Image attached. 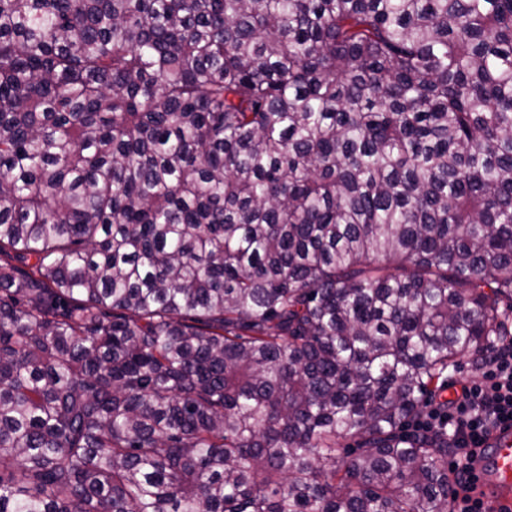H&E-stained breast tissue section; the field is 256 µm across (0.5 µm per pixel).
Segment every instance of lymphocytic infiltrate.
Masks as SVG:
<instances>
[{
    "mask_svg": "<svg viewBox=\"0 0 512 512\" xmlns=\"http://www.w3.org/2000/svg\"><path fill=\"white\" fill-rule=\"evenodd\" d=\"M484 378L450 385L447 403H429L416 419L414 433H443L455 453L448 464L452 476V512H484L473 494V462L485 437L501 424H512V338L486 348L481 357Z\"/></svg>",
    "mask_w": 512,
    "mask_h": 512,
    "instance_id": "1",
    "label": "lymphocytic infiltrate"
}]
</instances>
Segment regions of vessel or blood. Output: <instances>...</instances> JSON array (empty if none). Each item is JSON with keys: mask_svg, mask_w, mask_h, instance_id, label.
I'll return each mask as SVG.
<instances>
[{"mask_svg": "<svg viewBox=\"0 0 512 512\" xmlns=\"http://www.w3.org/2000/svg\"><path fill=\"white\" fill-rule=\"evenodd\" d=\"M475 465L476 494L488 512H512V426L496 428Z\"/></svg>", "mask_w": 512, "mask_h": 512, "instance_id": "obj_1", "label": "vessel or blood"}]
</instances>
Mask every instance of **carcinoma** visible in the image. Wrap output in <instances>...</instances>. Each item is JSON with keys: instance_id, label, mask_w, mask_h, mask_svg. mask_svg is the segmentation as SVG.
I'll use <instances>...</instances> for the list:
<instances>
[{"instance_id": "carcinoma-1", "label": "carcinoma", "mask_w": 512, "mask_h": 512, "mask_svg": "<svg viewBox=\"0 0 512 512\" xmlns=\"http://www.w3.org/2000/svg\"><path fill=\"white\" fill-rule=\"evenodd\" d=\"M511 327L512 0H0V512H448Z\"/></svg>"}]
</instances>
